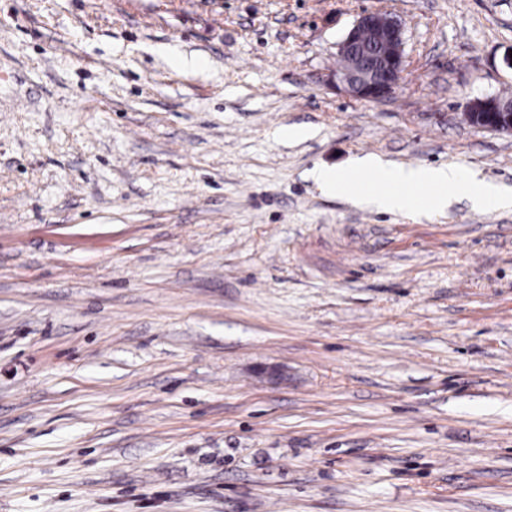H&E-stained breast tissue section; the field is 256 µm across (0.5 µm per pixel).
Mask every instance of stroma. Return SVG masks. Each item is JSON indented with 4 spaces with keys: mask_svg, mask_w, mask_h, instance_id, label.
Returning a JSON list of instances; mask_svg holds the SVG:
<instances>
[{
    "mask_svg": "<svg viewBox=\"0 0 512 512\" xmlns=\"http://www.w3.org/2000/svg\"><path fill=\"white\" fill-rule=\"evenodd\" d=\"M510 54L512 0H0V512H512V210L310 176L512 187ZM405 24L387 12L360 15L339 44V68L328 75L339 89L368 102H379L395 93L406 67ZM381 48L385 52H379ZM342 87H340V85ZM469 112L474 127L512 134L511 98L495 95L476 99L469 105ZM358 175H370L380 186L377 190L352 193L353 187L344 173L332 168H319L314 178L319 188L331 195H352L359 202L377 209L394 211L413 209L420 212L437 211L448 205V187L463 186L472 208L508 209L512 206L509 192L476 175L464 176L456 166L424 167L393 166L378 156L366 155L355 163ZM428 190L412 195L409 190Z\"/></svg>",
    "mask_w": 512,
    "mask_h": 512,
    "instance_id": "obj_1",
    "label": "stroma"
}]
</instances>
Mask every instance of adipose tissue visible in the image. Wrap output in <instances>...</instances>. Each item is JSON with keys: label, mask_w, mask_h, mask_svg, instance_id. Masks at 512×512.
I'll return each mask as SVG.
<instances>
[{"label": "adipose tissue", "mask_w": 512, "mask_h": 512, "mask_svg": "<svg viewBox=\"0 0 512 512\" xmlns=\"http://www.w3.org/2000/svg\"><path fill=\"white\" fill-rule=\"evenodd\" d=\"M355 170L370 175L377 189L354 193L344 173L337 169H317L314 178L320 189L331 195L355 194L357 201L378 209L394 211L413 209L420 212L437 211L448 204L449 188L463 187L473 209H507L512 207V193L493 183L463 175L455 166L424 167L394 166L378 156L358 158Z\"/></svg>", "instance_id": "obj_1"}]
</instances>
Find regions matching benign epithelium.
<instances>
[{"label": "benign epithelium", "mask_w": 512, "mask_h": 512, "mask_svg": "<svg viewBox=\"0 0 512 512\" xmlns=\"http://www.w3.org/2000/svg\"><path fill=\"white\" fill-rule=\"evenodd\" d=\"M405 24L387 12L360 15L339 44L338 53L349 58L328 79L347 94L368 102H379L395 93L406 67ZM472 125L512 134V99L489 96L469 105Z\"/></svg>", "instance_id": "obj_1"}]
</instances>
